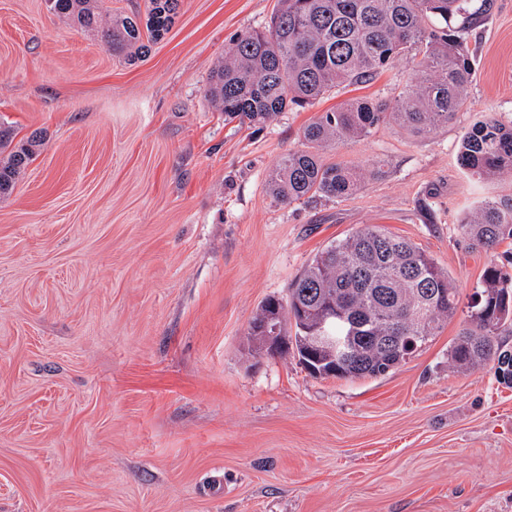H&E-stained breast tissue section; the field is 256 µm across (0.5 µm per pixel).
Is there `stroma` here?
<instances>
[{
    "instance_id": "1",
    "label": "stroma",
    "mask_w": 512,
    "mask_h": 512,
    "mask_svg": "<svg viewBox=\"0 0 512 512\" xmlns=\"http://www.w3.org/2000/svg\"><path fill=\"white\" fill-rule=\"evenodd\" d=\"M276 5L180 0L126 62L47 0H0V122L43 137L0 198V512H512V387L449 369L463 316L378 378H315L247 336L265 299L368 225L468 301L491 256L460 223L512 181L457 154L473 123L512 121V0L470 29L474 82L448 124L324 150L380 171L343 201L291 204L268 179L303 126L393 98L413 71L260 125L225 119L209 70Z\"/></svg>"
}]
</instances>
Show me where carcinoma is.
Wrapping results in <instances>:
<instances>
[{"label":"carcinoma","instance_id":"carcinoma-1","mask_svg":"<svg viewBox=\"0 0 512 512\" xmlns=\"http://www.w3.org/2000/svg\"><path fill=\"white\" fill-rule=\"evenodd\" d=\"M61 18L100 35L112 55L132 62L170 31L180 0H147L146 13L102 20L98 0H50ZM471 0H279L268 27L245 32L224 49L205 95L228 119L263 124L292 108L311 106L341 85L374 79L398 63L415 80L391 101L352 100L322 112L301 131L269 176L271 193L292 203L352 194L375 169L325 162L322 151L366 138L384 123L423 136L453 119L474 79L466 47ZM42 138L14 141L0 123V194L33 161ZM459 165L480 179H512V122H476L461 137ZM475 247L495 251L512 241V193L488 199L460 224ZM267 299L247 336L258 349L274 333L292 345L312 375L377 377L398 367L439 334L459 310L454 278L411 241L368 226L333 242L288 288V310ZM336 320L318 338L321 316ZM271 319L269 330L261 323ZM512 253L484 269L467 319L448 350V367L467 372L492 365L512 385Z\"/></svg>","mask_w":512,"mask_h":512}]
</instances>
